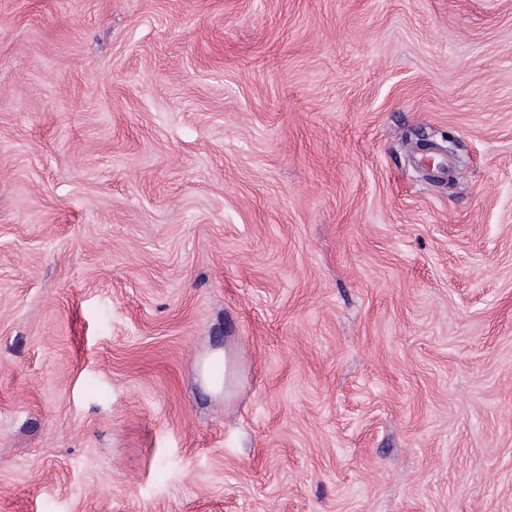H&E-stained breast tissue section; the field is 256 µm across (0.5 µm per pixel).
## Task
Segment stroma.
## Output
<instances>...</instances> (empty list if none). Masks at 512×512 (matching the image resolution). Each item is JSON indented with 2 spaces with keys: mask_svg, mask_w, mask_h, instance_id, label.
<instances>
[{
  "mask_svg": "<svg viewBox=\"0 0 512 512\" xmlns=\"http://www.w3.org/2000/svg\"><path fill=\"white\" fill-rule=\"evenodd\" d=\"M0 512H512V0H0Z\"/></svg>",
  "mask_w": 512,
  "mask_h": 512,
  "instance_id": "obj_1",
  "label": "stroma"
}]
</instances>
